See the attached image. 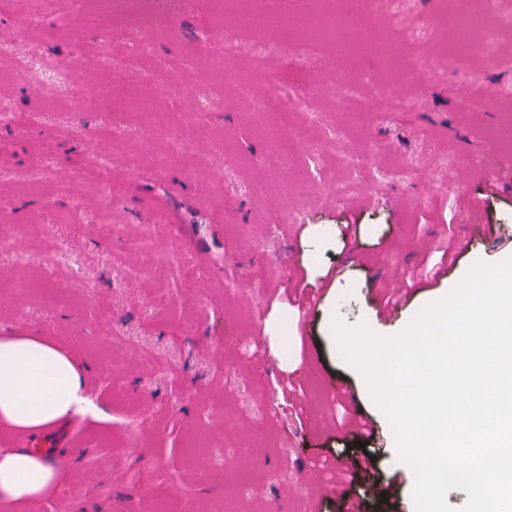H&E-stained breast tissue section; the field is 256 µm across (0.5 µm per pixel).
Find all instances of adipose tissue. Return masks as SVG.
<instances>
[{
    "instance_id": "ef3b65f1",
    "label": "adipose tissue",
    "mask_w": 512,
    "mask_h": 512,
    "mask_svg": "<svg viewBox=\"0 0 512 512\" xmlns=\"http://www.w3.org/2000/svg\"><path fill=\"white\" fill-rule=\"evenodd\" d=\"M85 376L45 337L0 335V429L36 434L91 412ZM55 459L27 448L0 449V512H23L59 484Z\"/></svg>"
}]
</instances>
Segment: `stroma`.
<instances>
[{"label":"stroma","mask_w":512,"mask_h":512,"mask_svg":"<svg viewBox=\"0 0 512 512\" xmlns=\"http://www.w3.org/2000/svg\"><path fill=\"white\" fill-rule=\"evenodd\" d=\"M401 7L407 28L386 58L383 27L356 5L358 26L335 39L241 28L228 57L236 0H175L147 53L128 36L143 0H58L41 17L14 0L0 13V93L21 118L0 127V238L13 243L0 251V333L67 351L94 408L44 431L64 480L26 512H346L336 481L351 469L353 492L389 496L364 512H416L412 471L333 322L397 335L473 261L512 255V176L490 198L482 182L512 143V32L454 69V4ZM21 59L37 85L17 79ZM258 61L299 77L260 80ZM476 78L497 99L462 108ZM397 79L405 121L380 93ZM270 92L285 112L265 111ZM112 130L138 151L114 153ZM428 266L442 276L422 281ZM381 277L414 289L393 320L378 311ZM301 280L328 285L316 307ZM346 413L374 421L366 448L342 430ZM246 461L253 479L225 489Z\"/></svg>","instance_id":"1"}]
</instances>
